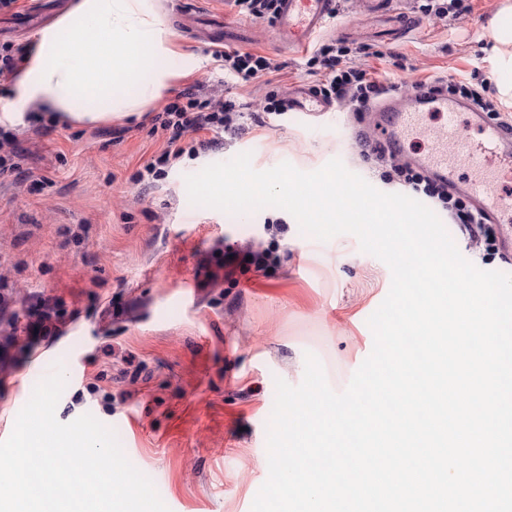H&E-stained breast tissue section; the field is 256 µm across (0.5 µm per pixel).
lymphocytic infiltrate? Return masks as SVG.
<instances>
[{
	"mask_svg": "<svg viewBox=\"0 0 512 512\" xmlns=\"http://www.w3.org/2000/svg\"><path fill=\"white\" fill-rule=\"evenodd\" d=\"M209 54L240 85L255 83L278 69L273 59L257 52L216 46L210 48ZM368 55L364 45L353 48L336 39L322 43L307 61L310 74L318 78L316 91L352 112L369 111L380 97L397 92V85L379 80L367 67ZM287 110V97L275 89H264L251 111L227 89L210 95L200 94L193 87L184 89L152 116V129L164 136V145L134 173L133 180L143 185L162 180L181 159H195L218 147L222 136L241 138L252 128L279 119ZM358 146L362 155L376 159L381 180L399 186L408 194L427 198L446 211L472 242L483 246L486 252H499L500 232L484 222L466 195L451 192L447 185L377 148L367 137H359ZM266 229L271 235L268 244L249 250L247 256L225 249V279H232L240 269L265 276L279 263V239L287 233L288 224L270 217ZM73 317V312L59 298L41 299L22 313L10 310L7 302H0V332L8 341L25 349L29 348L31 338L56 335Z\"/></svg>",
	"mask_w": 512,
	"mask_h": 512,
	"instance_id": "obj_1",
	"label": "lymphocytic infiltrate"
}]
</instances>
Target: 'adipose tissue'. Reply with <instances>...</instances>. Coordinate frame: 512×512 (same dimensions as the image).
Returning a JSON list of instances; mask_svg holds the SVG:
<instances>
[{
	"instance_id": "adipose-tissue-1",
	"label": "adipose tissue",
	"mask_w": 512,
	"mask_h": 512,
	"mask_svg": "<svg viewBox=\"0 0 512 512\" xmlns=\"http://www.w3.org/2000/svg\"><path fill=\"white\" fill-rule=\"evenodd\" d=\"M175 56L194 63L177 55L154 0H74L38 32L0 121L24 123L32 105L81 124L130 116L161 96Z\"/></svg>"
}]
</instances>
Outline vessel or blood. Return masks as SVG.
<instances>
[{"mask_svg":"<svg viewBox=\"0 0 512 512\" xmlns=\"http://www.w3.org/2000/svg\"><path fill=\"white\" fill-rule=\"evenodd\" d=\"M277 7L274 43L301 52L336 17L340 0H279ZM466 108V102L444 91L390 94L375 107L372 136L387 151L411 155L414 165L446 180L449 189H456L459 169H467V189L477 211L488 223L500 224L512 219V195L501 186L512 177V128L489 122L480 112L469 113L468 126H461L458 117ZM290 109L310 117L332 111L333 105L299 86L290 97ZM423 141L427 149L412 152V145Z\"/></svg>","mask_w":512,"mask_h":512,"instance_id":"vessel-or-blood-1","label":"vessel or blood"}]
</instances>
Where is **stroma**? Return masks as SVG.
Listing matches in <instances>:
<instances>
[{"mask_svg": "<svg viewBox=\"0 0 512 512\" xmlns=\"http://www.w3.org/2000/svg\"><path fill=\"white\" fill-rule=\"evenodd\" d=\"M73 0H19L0 11V43L35 39ZM507 0H473L470 18L436 23L420 19L400 37L385 30L383 5L343 0L341 14L320 35L370 46L368 64L379 78L410 84L430 76L463 79L480 70L498 98L501 77L488 62L492 21ZM172 42L194 55L145 112L100 126L59 123L49 131L17 126L25 168L45 177L41 186L21 175H0V274L20 301L44 293L63 298L77 313L60 335L33 354L6 353L11 374L0 383V441L12 433L18 400L41 381L38 362L55 355L78 372L56 407L59 422L89 414L113 429L130 462L153 482L170 512H250L268 477L266 427L275 381L301 383L305 355L320 361L329 386L344 391L369 355L368 318L387 296L391 271L341 234L322 242L303 234L285 210L266 207L241 215L190 203L185 179L204 167L251 155L255 170L287 162L303 172L341 159L375 188L383 183L374 159L361 154L356 136L371 116L337 107L304 121L296 113L252 137L224 140L216 151L182 159L145 188L132 180L162 141L150 133L151 114L176 91L224 82L205 56V40L181 28L180 0H154ZM239 48L275 59L272 85L288 91L312 84L307 53L292 54L271 41L269 24L227 15ZM283 217L288 233L280 265L268 276L248 272L224 280V246L240 250L267 241L264 220ZM112 298L105 307L104 298ZM145 364L148 382H131L121 370L127 355ZM110 369L101 391L93 375ZM110 392L104 403L102 392Z\"/></svg>", "mask_w": 512, "mask_h": 512, "instance_id": "stroma-1", "label": "stroma"}]
</instances>
